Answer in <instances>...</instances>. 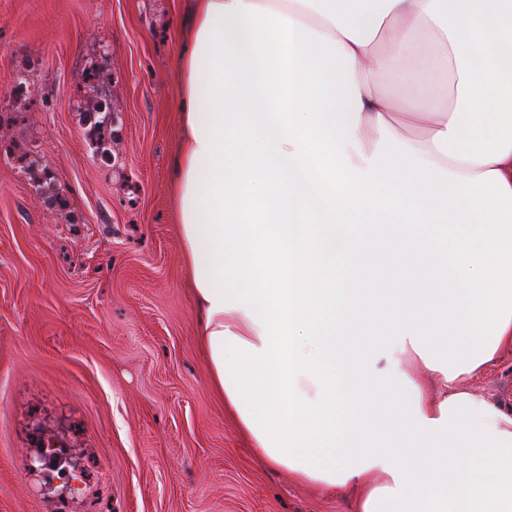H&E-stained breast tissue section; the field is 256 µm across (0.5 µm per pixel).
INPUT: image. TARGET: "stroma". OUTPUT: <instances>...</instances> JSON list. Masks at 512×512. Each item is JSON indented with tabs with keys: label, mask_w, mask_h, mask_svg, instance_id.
<instances>
[{
	"label": "stroma",
	"mask_w": 512,
	"mask_h": 512,
	"mask_svg": "<svg viewBox=\"0 0 512 512\" xmlns=\"http://www.w3.org/2000/svg\"><path fill=\"white\" fill-rule=\"evenodd\" d=\"M189 0H0V512H354L215 392L172 216ZM512 402V354L469 381Z\"/></svg>",
	"instance_id": "35a3bbf8"
}]
</instances>
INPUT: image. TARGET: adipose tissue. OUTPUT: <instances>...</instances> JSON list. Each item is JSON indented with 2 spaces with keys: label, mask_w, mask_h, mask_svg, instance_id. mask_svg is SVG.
<instances>
[{
  "label": "adipose tissue",
  "mask_w": 512,
  "mask_h": 512,
  "mask_svg": "<svg viewBox=\"0 0 512 512\" xmlns=\"http://www.w3.org/2000/svg\"><path fill=\"white\" fill-rule=\"evenodd\" d=\"M424 34L450 88L392 96ZM181 72L184 266L255 451L355 512H512V412L458 387L512 350V0H195Z\"/></svg>",
  "instance_id": "1"
}]
</instances>
